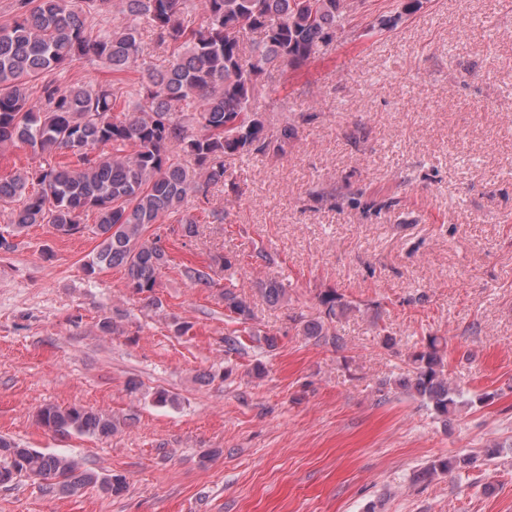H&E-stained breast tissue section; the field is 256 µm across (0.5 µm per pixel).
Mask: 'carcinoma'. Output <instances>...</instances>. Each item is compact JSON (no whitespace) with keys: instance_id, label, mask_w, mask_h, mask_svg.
Returning <instances> with one entry per match:
<instances>
[{"instance_id":"carcinoma-1","label":"carcinoma","mask_w":512,"mask_h":512,"mask_svg":"<svg viewBox=\"0 0 512 512\" xmlns=\"http://www.w3.org/2000/svg\"><path fill=\"white\" fill-rule=\"evenodd\" d=\"M353 0H202L201 21L188 15L192 0H16L15 13L0 24V147L23 146L36 157L0 178V204L11 210L12 231L0 232V252L33 224H49L60 236L83 233L85 212L97 214L101 238L85 272L121 267L127 287L152 295L169 263L155 224L174 219L181 236L197 235L199 221L184 208L190 196L209 203L211 190L229 178L224 158L282 153L293 130L268 132L256 102L262 78L283 66L297 67L351 22ZM158 46L171 49L163 69L145 66L140 24ZM98 62L117 78L110 84H66L53 77L84 62ZM142 69V81L120 75ZM193 159L190 166L186 158ZM184 275L212 288L204 268ZM271 304L288 300L276 279L263 283ZM225 316L246 324L250 298L236 288L219 293ZM324 317L303 326L304 335L338 344L333 319L353 309L334 289L319 294ZM447 341L428 336L411 352L410 373L395 384L430 406L446 422L460 408L485 401L448 381ZM38 421L58 434L109 438L121 423L83 406L44 404ZM478 456L462 454L432 462L416 474L473 467ZM8 483L25 478L50 495L87 486L118 496L125 479L84 469L72 456L26 448L0 436V473Z\"/></svg>"}]
</instances>
